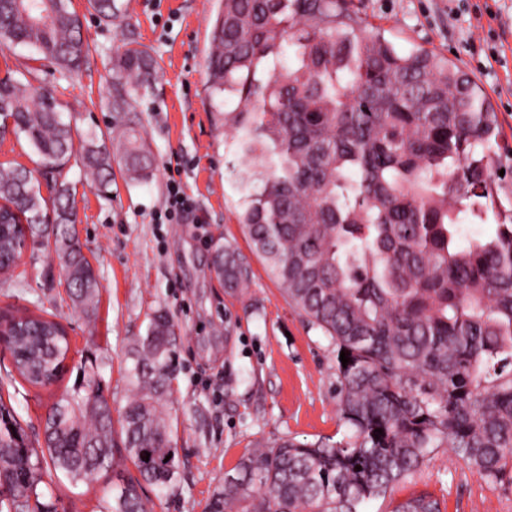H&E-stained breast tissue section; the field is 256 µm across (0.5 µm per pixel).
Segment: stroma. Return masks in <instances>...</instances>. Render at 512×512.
<instances>
[{
  "label": "stroma",
  "mask_w": 512,
  "mask_h": 512,
  "mask_svg": "<svg viewBox=\"0 0 512 512\" xmlns=\"http://www.w3.org/2000/svg\"><path fill=\"white\" fill-rule=\"evenodd\" d=\"M127 19L106 26L83 12L91 52L81 73L56 80L44 66L35 82L54 90L64 117L79 133L135 129L154 159L149 176L128 179L115 170L110 196L100 195L72 158L61 180L75 201L76 237L94 268L93 310L75 305L54 250L25 252L19 283L0 284V316L31 313L59 321L70 353L61 377L45 387L9 378L12 352L0 341V384L11 395L30 443L43 437L55 398L72 388L81 361L96 364L113 411L134 395L127 376L152 315L165 311L176 324L177 370L165 407L178 466L167 489L145 487L149 512H205L216 488L250 449L282 438L342 440L349 430L336 407V350L310 328L267 273L237 222L243 171L230 131L215 126L208 106L206 57L220 0H119ZM398 50H435L467 69L489 95L506 174L485 223L461 225L458 243L488 235L512 214V0H353ZM149 48L158 63L149 89L131 111H111L107 63L129 40ZM182 184L196 205L183 224H164L166 184ZM244 256V289L228 292L211 265L215 242ZM108 478L72 485L40 483L57 512H99ZM427 494L441 512H512V485L490 484L448 449H437L412 477L396 484L366 512H392Z\"/></svg>",
  "instance_id": "stroma-1"
}]
</instances>
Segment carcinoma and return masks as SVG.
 Masks as SVG:
<instances>
[{
    "label": "carcinoma",
    "mask_w": 512,
    "mask_h": 512,
    "mask_svg": "<svg viewBox=\"0 0 512 512\" xmlns=\"http://www.w3.org/2000/svg\"><path fill=\"white\" fill-rule=\"evenodd\" d=\"M100 22L123 18L117 0H87ZM72 0H0V49L26 46L68 79L89 44ZM294 61L284 65L285 48ZM150 51L129 41L110 67L112 111L149 83ZM210 112L234 132L246 164L242 224L252 248L307 324L336 352L343 442L282 439L244 454L214 490L206 512H360L446 448L486 481L512 484V219L465 247L460 225L485 221L501 161L497 114L473 76L430 50H396L349 0H221L208 52ZM27 138L46 173L74 155L70 122L52 93L0 77V128ZM81 163L106 195L113 164L137 180L152 168L141 137L112 152L93 133ZM67 189L47 202L20 164L0 163V282L17 280L16 246L54 245L71 299L94 305L98 284L75 241ZM225 287L248 277L230 245L215 250ZM18 374L52 384L70 341L41 315L0 321ZM174 324L152 317L129 377L137 387L119 414L87 360L75 386L52 403L43 455L0 398V512H56L43 473L78 484L112 468L114 448L132 465L116 473L103 512H148L140 490L176 478L163 412L175 369ZM382 435H376V430ZM392 512H441L418 496Z\"/></svg>",
    "instance_id": "obj_1"
}]
</instances>
